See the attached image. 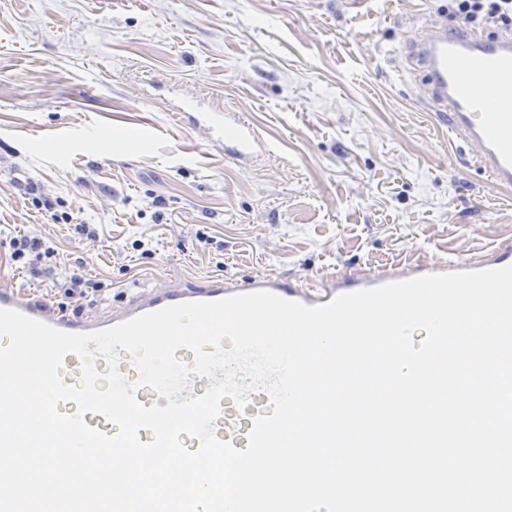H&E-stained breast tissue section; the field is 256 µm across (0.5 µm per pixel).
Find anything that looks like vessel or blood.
Masks as SVG:
<instances>
[{"instance_id":"1","label":"vessel or blood","mask_w":512,"mask_h":512,"mask_svg":"<svg viewBox=\"0 0 512 512\" xmlns=\"http://www.w3.org/2000/svg\"><path fill=\"white\" fill-rule=\"evenodd\" d=\"M416 65L420 87L435 111L446 115L455 136L468 148L479 168L494 184L512 187V30L489 35L473 31L451 32L447 22L438 21L410 35L395 49ZM194 125L210 132L226 156L242 159L265 147L259 129L239 114L194 112ZM512 265V254L493 252L457 262L437 258L422 263L357 271L318 284H297L288 278L260 273L246 280L215 275L188 276L160 287L136 289L132 300L104 314L72 316L51 309L22 290L0 288V308L14 309L66 332H93L112 327L138 315L187 301H217L225 297L269 291L281 298L308 306L325 304L348 292L376 287L388 282L431 273L483 270ZM98 388H106L110 371L133 384L134 394L144 406L160 404L161 396L139 384L138 370L127 352L115 363L96 359ZM221 413L213 424L214 434L237 449H245L254 416L271 414L268 394L260 389L249 395L246 408H238L231 398L220 402Z\"/></svg>"}]
</instances>
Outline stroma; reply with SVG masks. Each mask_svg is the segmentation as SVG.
<instances>
[{
	"label": "stroma",
	"mask_w": 512,
	"mask_h": 512,
	"mask_svg": "<svg viewBox=\"0 0 512 512\" xmlns=\"http://www.w3.org/2000/svg\"><path fill=\"white\" fill-rule=\"evenodd\" d=\"M440 4L0 0V285L51 301L11 258L29 231L63 272L100 281L93 314L186 275L310 283L512 252V188L470 164L392 54ZM198 98L243 114L268 150L240 163L179 124L175 106ZM144 120L140 146L88 137ZM31 184L97 240L37 209Z\"/></svg>",
	"instance_id": "stroma-1"
}]
</instances>
